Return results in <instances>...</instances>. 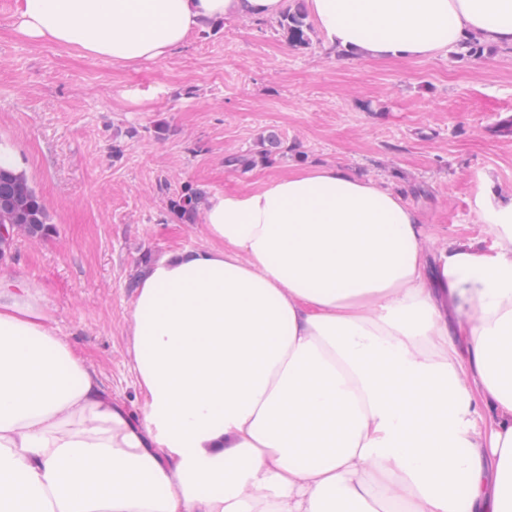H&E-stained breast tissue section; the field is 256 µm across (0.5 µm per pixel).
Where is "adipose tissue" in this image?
I'll return each instance as SVG.
<instances>
[{"mask_svg": "<svg viewBox=\"0 0 512 512\" xmlns=\"http://www.w3.org/2000/svg\"><path fill=\"white\" fill-rule=\"evenodd\" d=\"M329 45L512 46V0H306ZM286 0H19L17 31L133 68ZM431 252L402 194L334 165L215 193L210 247L141 272L138 414L0 275V512H512V199Z\"/></svg>", "mask_w": 512, "mask_h": 512, "instance_id": "1", "label": "adipose tissue"}]
</instances>
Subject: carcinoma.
<instances>
[{
    "mask_svg": "<svg viewBox=\"0 0 512 512\" xmlns=\"http://www.w3.org/2000/svg\"><path fill=\"white\" fill-rule=\"evenodd\" d=\"M278 27L288 43L307 48L311 44L312 24L303 7V0H289L278 19ZM287 153V147L276 133H269L258 142V148L243 154L224 157V167L249 170L259 164H271ZM202 202L201 193L186 185L170 199V208L186 222L195 220ZM0 225L9 228V235L0 237V259L11 250L18 236L43 239L54 228L48 223L46 205L24 173L0 166Z\"/></svg>",
    "mask_w": 512,
    "mask_h": 512,
    "instance_id": "cac0c4a2",
    "label": "carcinoma"
}]
</instances>
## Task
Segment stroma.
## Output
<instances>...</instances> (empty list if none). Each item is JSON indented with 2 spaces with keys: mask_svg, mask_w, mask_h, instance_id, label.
<instances>
[{
  "mask_svg": "<svg viewBox=\"0 0 512 512\" xmlns=\"http://www.w3.org/2000/svg\"><path fill=\"white\" fill-rule=\"evenodd\" d=\"M15 12L16 0H0V146L54 232L19 237L0 274L42 287L58 334L129 411L141 400L130 343L139 260L209 244L203 220L170 209L184 185L248 192L342 165L403 193L437 248L455 237L491 244L484 177L512 197V47L375 61L327 48L317 31L309 48L293 47L273 19L220 20L167 57L123 68L25 40ZM272 131L287 158L225 168Z\"/></svg>",
  "mask_w": 512,
  "mask_h": 512,
  "instance_id": "1",
  "label": "stroma"
}]
</instances>
